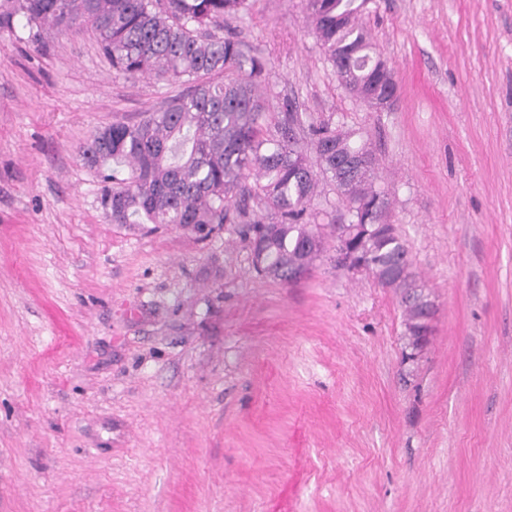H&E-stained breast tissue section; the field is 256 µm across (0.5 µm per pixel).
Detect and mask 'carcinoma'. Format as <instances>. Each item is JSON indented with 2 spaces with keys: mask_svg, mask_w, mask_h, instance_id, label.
Instances as JSON below:
<instances>
[{
  "mask_svg": "<svg viewBox=\"0 0 512 512\" xmlns=\"http://www.w3.org/2000/svg\"><path fill=\"white\" fill-rule=\"evenodd\" d=\"M369 0H302L317 42L341 83L361 95L395 87L389 69L372 51L361 22ZM249 10L248 0H0V29H11L21 16L40 38L48 26L62 32L88 29L112 68L130 77L153 74L169 84H188L190 91L166 100L137 124L115 122L97 131L84 148L92 165L114 160L129 171L103 176L112 182L103 205L114 224H237L255 199L267 215L247 225L246 234L265 240L255 271L290 281V264L306 266L323 251L320 225L326 210H309L321 181L330 183L352 223L371 224L347 242L356 260L385 287L390 271L399 270L401 302L407 330L421 314L416 274L401 268L409 259L405 242L386 222L389 202L376 204L385 192L373 185L375 158L366 146L329 125L300 124L285 112L266 127L265 99L258 87L269 60L252 55L233 35H224V18ZM316 154L311 162L305 149ZM362 156L363 171L347 179L336 174V159ZM255 176V185L246 180Z\"/></svg>",
  "mask_w": 512,
  "mask_h": 512,
  "instance_id": "obj_1",
  "label": "carcinoma"
}]
</instances>
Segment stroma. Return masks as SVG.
<instances>
[{
  "instance_id": "35a3bbf8",
  "label": "stroma",
  "mask_w": 512,
  "mask_h": 512,
  "mask_svg": "<svg viewBox=\"0 0 512 512\" xmlns=\"http://www.w3.org/2000/svg\"><path fill=\"white\" fill-rule=\"evenodd\" d=\"M396 98L353 99L300 0L224 27L368 138L433 304L336 265L258 275L238 225L115 224L82 148L180 88L90 31L0 30V512H512V0H370Z\"/></svg>"
}]
</instances>
